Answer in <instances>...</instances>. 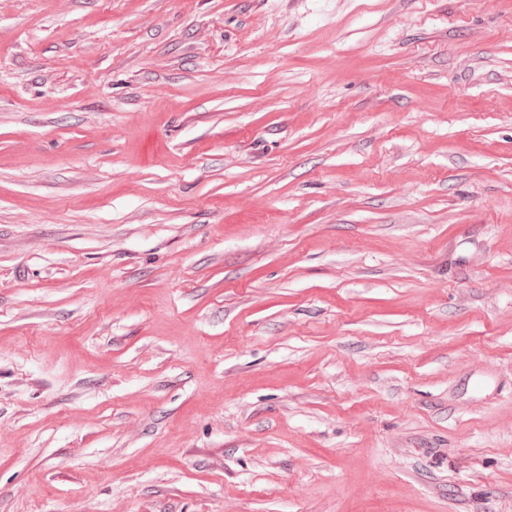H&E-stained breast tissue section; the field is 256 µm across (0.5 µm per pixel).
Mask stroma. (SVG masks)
<instances>
[{
  "label": "stroma",
  "mask_w": 512,
  "mask_h": 512,
  "mask_svg": "<svg viewBox=\"0 0 512 512\" xmlns=\"http://www.w3.org/2000/svg\"><path fill=\"white\" fill-rule=\"evenodd\" d=\"M0 512H512V0H0Z\"/></svg>",
  "instance_id": "1"
}]
</instances>
